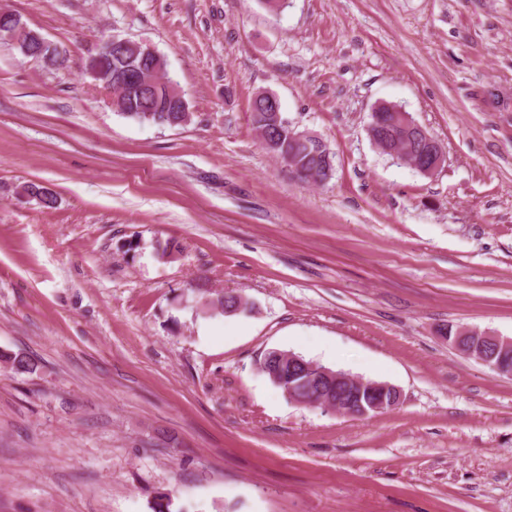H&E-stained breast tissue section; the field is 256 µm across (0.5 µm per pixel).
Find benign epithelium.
Returning <instances> with one entry per match:
<instances>
[{
	"label": "benign epithelium",
	"mask_w": 512,
	"mask_h": 512,
	"mask_svg": "<svg viewBox=\"0 0 512 512\" xmlns=\"http://www.w3.org/2000/svg\"><path fill=\"white\" fill-rule=\"evenodd\" d=\"M111 49L110 43L98 45L96 52L90 56L88 70L90 76L109 94L115 106L121 103V95L137 84L138 78L130 75L118 80L111 76V72L97 66V62ZM256 98L264 100L267 111L264 147L275 154L279 148V99L270 92H261ZM368 133L374 142L379 136L394 138L387 152L402 163L409 162L410 167L423 175L434 174L445 162V153L439 141L396 105L377 106L371 113ZM286 159L288 166L300 179L310 183L323 180V175L316 170H309L297 163L293 154H288ZM446 339L466 358L488 366L501 375L512 377V365L507 359L508 352L512 351V338L459 327L454 335H448ZM276 356L288 364V401L291 403L318 406L328 413L367 418L384 411L388 406L393 408L400 402V391L387 383L367 384L344 371L318 368L292 352H278Z\"/></svg>",
	"instance_id": "benign-epithelium-1"
}]
</instances>
